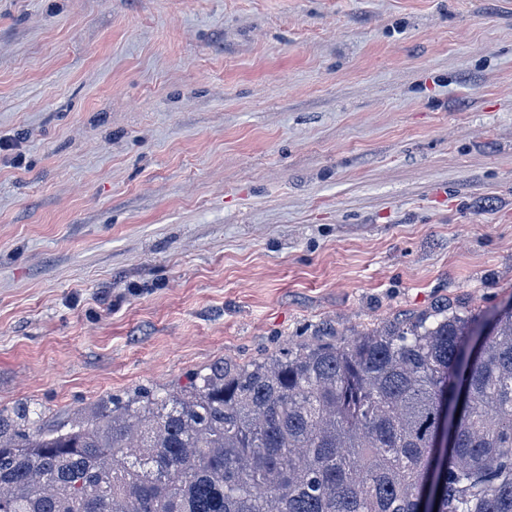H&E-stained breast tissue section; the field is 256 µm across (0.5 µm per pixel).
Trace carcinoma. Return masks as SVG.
<instances>
[{
	"instance_id": "obj_1",
	"label": "carcinoma",
	"mask_w": 512,
	"mask_h": 512,
	"mask_svg": "<svg viewBox=\"0 0 512 512\" xmlns=\"http://www.w3.org/2000/svg\"><path fill=\"white\" fill-rule=\"evenodd\" d=\"M216 363L31 431L0 410V512H420L443 396L466 388L437 512H512V304Z\"/></svg>"
}]
</instances>
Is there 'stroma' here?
I'll list each match as a JSON object with an SVG mask.
<instances>
[{"label":"stroma","instance_id":"stroma-1","mask_svg":"<svg viewBox=\"0 0 512 512\" xmlns=\"http://www.w3.org/2000/svg\"><path fill=\"white\" fill-rule=\"evenodd\" d=\"M512 301V0H0V409Z\"/></svg>","mask_w":512,"mask_h":512}]
</instances>
